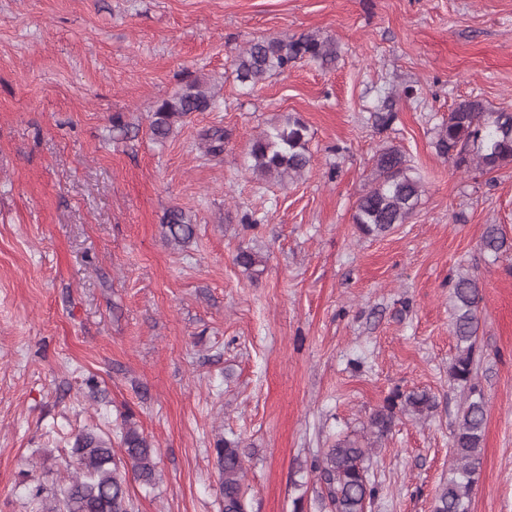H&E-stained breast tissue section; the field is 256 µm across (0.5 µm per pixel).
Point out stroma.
<instances>
[{"label":"stroma","mask_w":512,"mask_h":512,"mask_svg":"<svg viewBox=\"0 0 512 512\" xmlns=\"http://www.w3.org/2000/svg\"><path fill=\"white\" fill-rule=\"evenodd\" d=\"M304 33L335 42L333 65L241 89L248 41ZM194 79L214 107L154 141L152 112ZM467 97L512 111V0H0V512H33L32 486L67 483L73 435L116 441L126 420L159 472L130 482L134 512H224V438L249 512H329L310 462L345 436L373 448L368 512H432L467 393L448 375L462 273L482 289L488 403L472 512H512V253L481 248L489 224L512 238V167L465 173L435 149ZM290 115L309 169L253 175L252 139ZM387 146L424 192L365 237L352 216ZM172 208L188 243L165 235ZM411 391L434 411L376 437L372 413ZM223 480L224 512H247L248 503L244 489L246 468L239 442L224 439L215 448Z\"/></svg>","instance_id":"obj_1"}]
</instances>
